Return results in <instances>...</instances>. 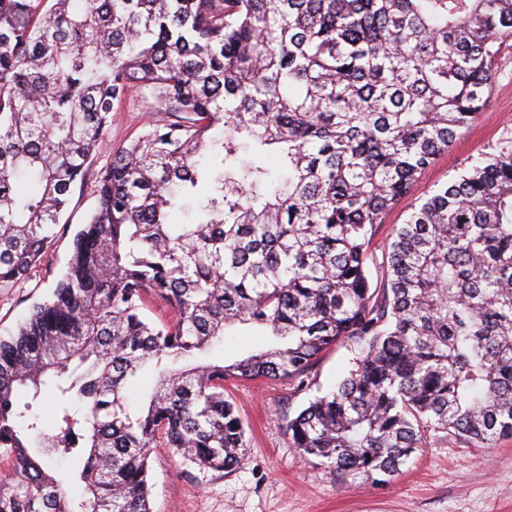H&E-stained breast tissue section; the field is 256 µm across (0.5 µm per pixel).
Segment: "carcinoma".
Wrapping results in <instances>:
<instances>
[{
  "label": "carcinoma",
  "mask_w": 512,
  "mask_h": 512,
  "mask_svg": "<svg viewBox=\"0 0 512 512\" xmlns=\"http://www.w3.org/2000/svg\"><path fill=\"white\" fill-rule=\"evenodd\" d=\"M83 2L0 0V289L67 228L76 186L97 197L50 297L0 339V512H153L150 448L244 459L225 381L306 393L342 344L348 374L285 424L340 479L386 482L434 433L512 436V138L372 249L486 106L512 0ZM138 91L162 118L93 171ZM150 297L169 319L145 316ZM238 326L268 343L177 367Z\"/></svg>",
  "instance_id": "cac0c4a2"
}]
</instances>
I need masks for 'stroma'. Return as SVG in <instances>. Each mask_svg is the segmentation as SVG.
Returning <instances> with one entry per match:
<instances>
[{
  "label": "stroma",
  "mask_w": 512,
  "mask_h": 512,
  "mask_svg": "<svg viewBox=\"0 0 512 512\" xmlns=\"http://www.w3.org/2000/svg\"><path fill=\"white\" fill-rule=\"evenodd\" d=\"M150 117L149 101L137 93L112 115L107 143L92 165L106 166ZM512 138V41L498 58L491 97L448 152L425 170L413 195L380 226L375 249H383L394 225L403 223L416 197L451 180L460 167ZM95 206L92 186L74 191L69 230L57 237L25 283L0 290V337H8L30 307L50 295L73 250L72 230ZM224 391L247 424L248 452L231 471L202 470L170 448L149 454L154 512H512V437L489 448H470L438 433L388 484L345 483L319 459L302 458L288 445L282 417L305 398L287 381L230 380Z\"/></svg>",
  "instance_id": "obj_1"
}]
</instances>
